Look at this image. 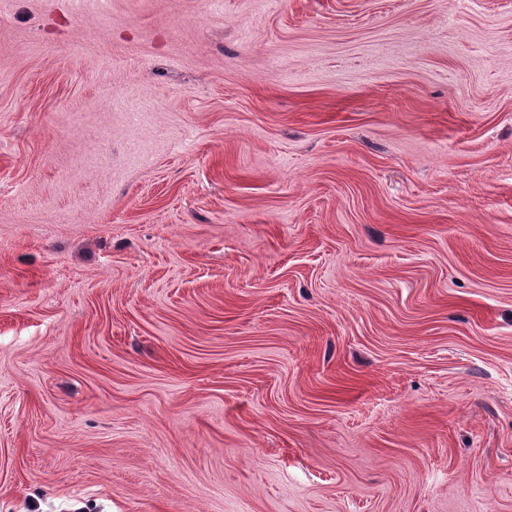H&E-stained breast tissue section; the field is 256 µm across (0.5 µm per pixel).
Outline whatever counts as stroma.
I'll use <instances>...</instances> for the list:
<instances>
[{"instance_id": "stroma-1", "label": "stroma", "mask_w": 512, "mask_h": 512, "mask_svg": "<svg viewBox=\"0 0 512 512\" xmlns=\"http://www.w3.org/2000/svg\"><path fill=\"white\" fill-rule=\"evenodd\" d=\"M0 512H512V0H0Z\"/></svg>"}]
</instances>
